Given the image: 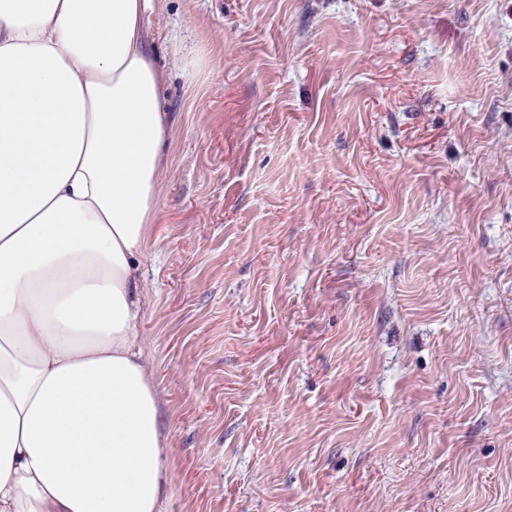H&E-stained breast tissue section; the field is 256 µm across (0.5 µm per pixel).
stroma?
Returning <instances> with one entry per match:
<instances>
[{
	"label": "stroma",
	"mask_w": 512,
	"mask_h": 512,
	"mask_svg": "<svg viewBox=\"0 0 512 512\" xmlns=\"http://www.w3.org/2000/svg\"><path fill=\"white\" fill-rule=\"evenodd\" d=\"M164 512H512V0H147Z\"/></svg>",
	"instance_id": "obj_1"
}]
</instances>
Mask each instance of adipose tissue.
I'll use <instances>...</instances> for the list:
<instances>
[{"label": "adipose tissue", "instance_id": "ef3b65f1", "mask_svg": "<svg viewBox=\"0 0 512 512\" xmlns=\"http://www.w3.org/2000/svg\"><path fill=\"white\" fill-rule=\"evenodd\" d=\"M146 0H0V512H161L140 274L172 131Z\"/></svg>", "mask_w": 512, "mask_h": 512}]
</instances>
